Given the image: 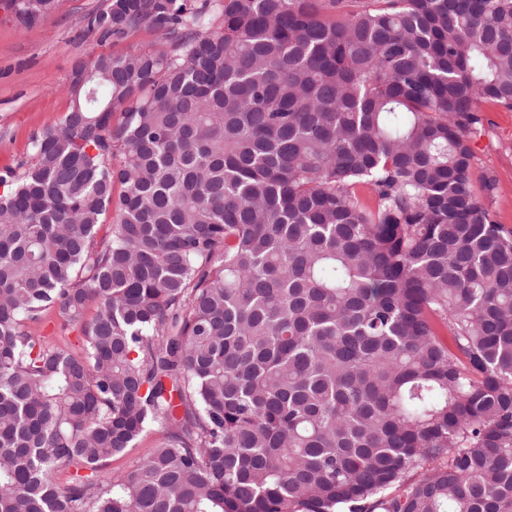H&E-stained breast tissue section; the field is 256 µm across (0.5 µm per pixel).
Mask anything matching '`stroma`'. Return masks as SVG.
Returning <instances> with one entry per match:
<instances>
[{
	"mask_svg": "<svg viewBox=\"0 0 512 512\" xmlns=\"http://www.w3.org/2000/svg\"><path fill=\"white\" fill-rule=\"evenodd\" d=\"M106 2L57 0L55 12L32 26L0 7V174L26 159L32 138L68 111L75 63L99 51L84 33L86 19ZM481 109L483 127L471 142L474 180H494L493 194L482 201L512 230V110L490 102Z\"/></svg>",
	"mask_w": 512,
	"mask_h": 512,
	"instance_id": "obj_1",
	"label": "stroma"
}]
</instances>
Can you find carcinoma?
Instances as JSON below:
<instances>
[{
  "mask_svg": "<svg viewBox=\"0 0 512 512\" xmlns=\"http://www.w3.org/2000/svg\"><path fill=\"white\" fill-rule=\"evenodd\" d=\"M86 28L156 41L76 63L0 176V512H512V231L471 147L512 109V0H109ZM42 327L46 336H52L58 342H67L76 349L82 345L79 332L70 328L62 330L53 312L46 314ZM157 438L158 433L156 431L145 433L139 438L135 448L130 449L128 453L122 457L113 458L105 469L112 473L127 472L133 468L139 460L149 454L151 448H154Z\"/></svg>",
  "mask_w": 512,
  "mask_h": 512,
  "instance_id": "1",
  "label": "carcinoma"
}]
</instances>
